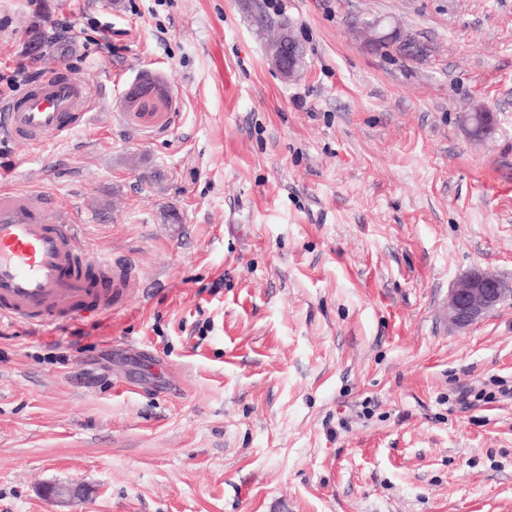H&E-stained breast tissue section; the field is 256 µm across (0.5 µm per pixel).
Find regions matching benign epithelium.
<instances>
[{"label": "benign epithelium", "mask_w": 512, "mask_h": 512, "mask_svg": "<svg viewBox=\"0 0 512 512\" xmlns=\"http://www.w3.org/2000/svg\"><path fill=\"white\" fill-rule=\"evenodd\" d=\"M274 65L292 78L297 66L294 57V37L288 36V45H282L271 54ZM473 135L484 137L493 130L492 113L470 112L465 115ZM512 298V284L495 274L473 269L459 275L448 295V323L464 329L481 321L499 304Z\"/></svg>", "instance_id": "benign-epithelium-1"}]
</instances>
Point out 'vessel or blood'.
<instances>
[{"mask_svg": "<svg viewBox=\"0 0 512 512\" xmlns=\"http://www.w3.org/2000/svg\"><path fill=\"white\" fill-rule=\"evenodd\" d=\"M86 79L46 74L22 96L0 101V139L38 150L81 126ZM132 281L128 269L93 256L72 212L0 181V324L42 326L111 314Z\"/></svg>", "mask_w": 512, "mask_h": 512, "instance_id": "obj_1", "label": "vessel or blood"}]
</instances>
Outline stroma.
Returning a JSON list of instances; mask_svg holds the SVG:
<instances>
[{
	"label": "stroma",
	"instance_id": "stroma-1",
	"mask_svg": "<svg viewBox=\"0 0 512 512\" xmlns=\"http://www.w3.org/2000/svg\"><path fill=\"white\" fill-rule=\"evenodd\" d=\"M258 13L290 23L294 80ZM35 42L92 106L0 146V176L135 286L108 321L0 328V512H512V300L446 312L471 268L512 280V0H0V62Z\"/></svg>",
	"mask_w": 512,
	"mask_h": 512
}]
</instances>
